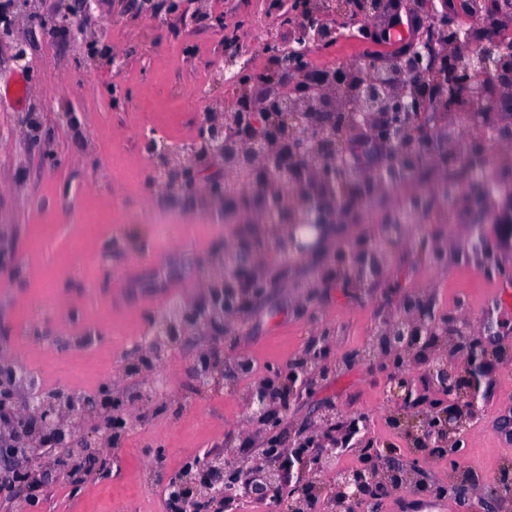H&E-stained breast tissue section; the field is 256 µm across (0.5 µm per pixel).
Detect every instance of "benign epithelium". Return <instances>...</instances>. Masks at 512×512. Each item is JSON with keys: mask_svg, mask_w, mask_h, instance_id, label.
<instances>
[{"mask_svg": "<svg viewBox=\"0 0 512 512\" xmlns=\"http://www.w3.org/2000/svg\"><path fill=\"white\" fill-rule=\"evenodd\" d=\"M96 0H79L74 12L63 4L55 21L74 31L86 48L99 44L96 31L83 27ZM379 0H358L357 9L344 14L346 27L364 34ZM428 24L408 40L404 55H381L346 66L313 71L312 52L328 49L344 36L343 28L320 12L316 0H267V11L285 21L265 44L269 66L255 69L241 62L246 52L232 33L224 34V68L234 69L236 92L220 110L198 114V134L188 145L160 138L142 141L153 160L151 184L156 192L191 203L197 184L213 164L224 175L206 182L207 196L222 211L248 216L238 241L225 249L239 257L222 268L200 301L177 302L176 313L153 319V335L136 345L129 363L132 373L158 370L166 348L201 331L222 335L239 333L240 323L228 317L239 313L247 300L264 293L288 275V263L314 256L326 245L328 273L322 287L360 292L389 279L387 255L366 238L359 244L346 229L362 223L364 204L416 179L423 167L446 174L463 165L482 172L467 211L493 213L500 200L512 194V182L491 175L512 154V41L503 34L471 39L459 26L469 10L468 0H427ZM171 13H191L193 20L219 25L216 17L189 11L185 0H168ZM480 135L467 151L448 146L445 131L457 121ZM445 185L416 190L404 199L412 214L398 223V211L386 212L380 223L391 239H404L409 227L441 205ZM420 239L430 256L442 260L447 243L430 228ZM398 308L401 318L379 324L382 353L389 360L385 390L399 409L420 408L419 415L397 414L394 425L417 441L422 460L426 452L455 459L464 444L468 423L478 410L487 353L468 338L469 320L462 315H440L429 308V297L407 293ZM314 343L285 376L266 379L248 394V405L266 426L277 425L272 394L301 395L330 364L327 333ZM421 366L425 385L416 384ZM223 363L214 355H200L194 378L201 391L223 380ZM105 415L124 427L126 420L112 413V393L86 399L74 393L44 392L19 377L18 363L0 359V488L30 492L43 487L52 473L76 482L86 464H105L118 433L107 426L85 443L71 438L74 416ZM360 420L342 421L328 415L298 430L288 446L267 438V472L271 481H291L293 467H307L340 448H361ZM408 466L373 446L362 448V465L336 484V497L356 501L381 497L402 484ZM484 497V512H499V502L512 496V480ZM245 495L262 496L266 484L250 475L245 464L230 465L224 453L207 456L202 467H188L170 481L171 498L179 512L229 510L226 484Z\"/></svg>", "mask_w": 512, "mask_h": 512, "instance_id": "1", "label": "benign epithelium"}]
</instances>
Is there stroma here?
I'll return each mask as SVG.
<instances>
[{"mask_svg": "<svg viewBox=\"0 0 512 512\" xmlns=\"http://www.w3.org/2000/svg\"><path fill=\"white\" fill-rule=\"evenodd\" d=\"M130 2L99 0L88 21L101 29V47L123 57L118 71L89 65L72 36H49L46 22L56 0H42V23L0 24V88L21 77L29 86L25 101L0 97V355L38 374L46 390L95 396L110 389L123 398L122 413L132 421L106 465L91 466L76 483L54 477L32 504L0 490V512H168L170 477L218 449L228 461L242 458L262 471L266 431L254 421L246 396L255 378L286 373L311 336L325 330L336 369L292 403L276 434L294 435L321 410L344 420L363 415L369 442L413 462L409 440L387 425L395 409L383 392L384 367L345 361L373 347L377 325L399 298L384 296L379 286L354 298L327 288L321 306L306 310L303 296L325 264L320 256L290 268L250 302L242 335L185 337L153 374L150 397L141 398L140 380L125 365L132 345L150 330L149 315L175 299L203 298L216 257L239 230L206 197L185 210L146 195L135 178L151 165L141 136L152 129L173 143L193 140L198 111L191 93L208 70H220L224 31L237 32L261 69L267 57L249 42L247 26L272 16L263 0H215L214 12L224 20L218 29L165 13L145 17L133 13ZM20 41L34 59L31 68L14 61ZM117 88L125 100L116 101ZM474 222L472 214L456 211L436 224V232L447 236L444 264L399 247L390 272L401 276L407 291L427 293L437 312L465 314L472 335L490 352H512V304L486 312L498 282L468 256ZM114 239L126 241V251L102 260ZM213 347L228 359L247 355L253 367L202 393L194 361ZM482 390L485 403L463 449L465 464L482 471L472 512H483L485 488L512 462V364L489 361ZM150 464L155 477L149 484L144 474ZM360 464V455L346 449L329 466L307 470L308 479L321 485L317 512H336V473ZM381 512L461 507L448 495L392 492Z\"/></svg>", "mask_w": 512, "mask_h": 512, "instance_id": "stroma-1", "label": "stroma"}]
</instances>
